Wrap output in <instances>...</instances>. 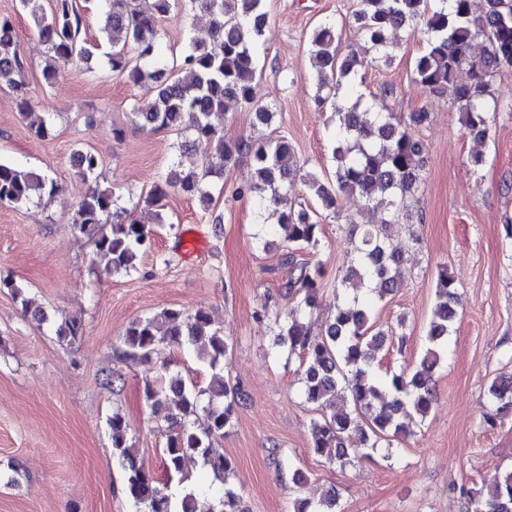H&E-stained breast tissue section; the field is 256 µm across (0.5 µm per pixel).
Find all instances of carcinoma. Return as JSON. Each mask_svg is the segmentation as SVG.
Segmentation results:
<instances>
[{"label": "carcinoma", "mask_w": 512, "mask_h": 512, "mask_svg": "<svg viewBox=\"0 0 512 512\" xmlns=\"http://www.w3.org/2000/svg\"><path fill=\"white\" fill-rule=\"evenodd\" d=\"M186 11H203L211 18L210 42H193L183 50L170 70L155 67L162 18L171 2ZM100 19L102 38L109 44L107 63L113 75L135 86L145 87L153 96L135 101L129 124L112 127V139L121 142L128 128L139 131L185 132L187 137L213 147L203 163L179 160L158 177L144 202L159 204L176 189L190 196L208 199L213 175L248 158L256 180L246 191L256 194L260 204L274 208L278 224L288 242V264L292 267L282 288L299 296L296 309L280 325V341L298 355V375L305 402L314 406L319 417L313 420L311 448L330 462L344 463L360 452L349 448L345 438L359 436L365 448L387 445L411 434L413 417L425 418L434 403L433 372L445 353L456 311L455 281L447 268L438 270L435 280L436 304L426 331V349L413 370L402 368L383 377L377 354L393 343V330L378 326L371 300L354 296L336 306V313L325 322L324 335L309 337L302 318L312 314L321 287L322 271L307 262L295 261L296 254L319 243L320 224L308 210L296 208L292 193L302 170L294 148L284 137L255 139L251 136L228 138L222 119L225 103L235 101L251 112L253 125L270 127L276 113L254 100L253 83L258 71L256 48L268 24L265 0H154L146 7L142 0H92ZM358 0L352 22L362 29L370 43L374 60L392 58L389 34L424 20L430 38L414 63L415 81L433 95L450 94L457 105L460 122L471 136L488 134L487 96L492 78H511L512 68L504 65L505 52H512V0H483L475 13L474 0ZM20 6L35 22L39 40L54 58L82 60L89 55L83 38L87 6L80 0H52L50 13L38 0H20ZM337 32L333 24H322L312 33V61L317 76V96L324 102L337 97L351 85L360 66L355 57L338 56ZM469 71L472 81L459 75ZM25 59L14 33L12 19L0 17V82L24 86ZM17 109L38 138L51 134L49 119L34 111L30 99L19 94ZM338 128L333 153L335 178L322 180L308 173L304 185L327 210H336L342 195H357L366 202L360 220H351L357 236L356 258L340 282L344 290L368 287L379 298L400 288V268L404 253L393 246L388 228L401 220L400 201L414 194L422 181L423 142L414 130L424 125L429 113L421 108L401 119L393 112H380L358 95L349 106L336 107ZM77 174L97 181L102 165L100 155L80 148L73 153ZM58 186L48 176L0 160V204H20L50 196ZM76 229L91 239L94 252L107 275L128 273L137 268L140 256L151 244L153 229L131 218L116 207L115 192L98 184L78 203L73 217ZM7 288L19 299L23 311L39 321L48 319L40 308H31L23 288L10 279L0 278V289ZM59 339L69 344L82 336V324L66 319L57 329ZM123 354L148 361L166 345L203 349L202 359L212 371L205 391L186 386L178 376L167 380L145 381L144 397L156 410L163 408L169 434L163 448L166 480L182 474L185 458L200 455L203 465L223 482L235 475V463L214 446L235 422V405L242 397L240 388L224 379V358L232 349L229 340L212 328L209 313L199 309L186 314L166 309L152 317L132 321L123 334ZM492 409L485 421L512 415V376H498L488 389ZM204 427H196L198 415ZM113 454L126 471V491L146 512H198L196 499L188 494L179 505L160 487L153 474L138 462L127 443L124 418L109 419ZM485 490L463 487L460 494L466 512H512V472L484 483ZM209 512H245L238 494L224 487V496ZM293 512H338L336 495L314 504L297 498Z\"/></svg>", "instance_id": "cac0c4a2"}]
</instances>
